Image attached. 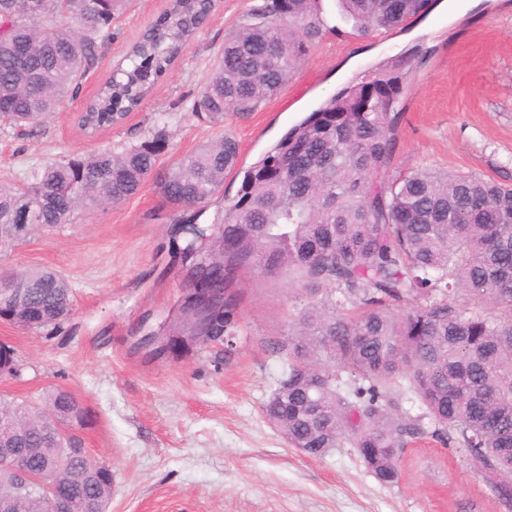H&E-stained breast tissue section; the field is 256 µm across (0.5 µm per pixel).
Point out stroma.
<instances>
[{"instance_id": "obj_1", "label": "stroma", "mask_w": 512, "mask_h": 512, "mask_svg": "<svg viewBox=\"0 0 512 512\" xmlns=\"http://www.w3.org/2000/svg\"><path fill=\"white\" fill-rule=\"evenodd\" d=\"M263 0H216L195 38L143 104L115 127L85 135L76 116L102 79L169 0H128L112 40L76 99L26 136L0 126V181L32 167L138 143L162 132L166 158L231 134L247 168L292 125L347 83L419 51L400 97L395 172L441 168L512 183V0H484L479 16L443 20L441 0L405 25L359 34L336 0H321L328 27L281 92L244 119L215 129L190 107L225 35L248 23ZM169 211L152 186L126 203L80 212L74 223L35 230L5 267L44 266L65 277L73 311L61 324L27 331L0 322L21 376L0 377V402L44 407L71 393L91 421L76 433L90 460L115 480L109 512H501L455 448L415 439L398 484L370 476L353 449L313 459L289 446L262 407L287 360V339L307 296L285 276L247 274L238 283L240 330L232 351L180 349L149 360L138 337L157 330L182 295L180 252Z\"/></svg>"}]
</instances>
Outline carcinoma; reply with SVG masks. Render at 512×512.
I'll list each match as a JSON object with an SVG mask.
<instances>
[{
	"label": "carcinoma",
	"mask_w": 512,
	"mask_h": 512,
	"mask_svg": "<svg viewBox=\"0 0 512 512\" xmlns=\"http://www.w3.org/2000/svg\"><path fill=\"white\" fill-rule=\"evenodd\" d=\"M127 0H0V124L40 125L77 97L112 40ZM429 0H339L366 34L392 29ZM211 0H170L78 116L88 134L138 108L202 28ZM230 31L191 111L216 128L245 118L276 94L322 35L320 0H264ZM408 70L384 64L341 88L254 163L238 169L236 139L223 134L163 164L158 134L118 152L69 156L32 168L25 185L0 186V255L36 227L71 224L82 207L121 205L152 183L170 208V233L185 213L242 174L224 222L197 227L181 251L186 288L212 298L176 320L174 336L232 349L239 322L233 285L245 272L286 274L308 296L288 340L274 349L288 372L263 406L288 444L322 458L348 445L379 483L400 480L410 440L431 436L461 453L505 512H512V186L430 168L391 175L397 104ZM56 325L72 289L43 267L0 269V302ZM480 301L486 309L469 307ZM407 308L398 315L395 307ZM410 393L422 413H401ZM79 402L58 390L46 409L23 403L31 471L53 475L49 413ZM61 494L109 501L112 479L78 456L62 466Z\"/></svg>",
	"instance_id": "cac0c4a2"
}]
</instances>
